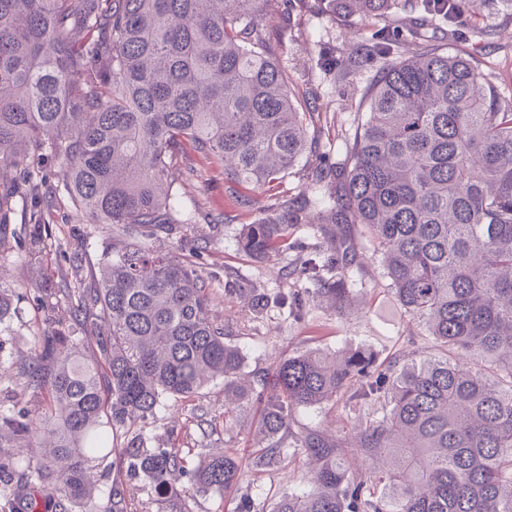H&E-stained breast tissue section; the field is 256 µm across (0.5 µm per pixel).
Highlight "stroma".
Returning a JSON list of instances; mask_svg holds the SVG:
<instances>
[{
  "label": "stroma",
  "mask_w": 512,
  "mask_h": 512,
  "mask_svg": "<svg viewBox=\"0 0 512 512\" xmlns=\"http://www.w3.org/2000/svg\"><path fill=\"white\" fill-rule=\"evenodd\" d=\"M266 25L274 50L288 70L294 97L312 113L307 122L311 153L289 170L281 184L261 189L227 178L221 168L192 152L180 153V168L192 173L184 201L195 220L153 240V249L193 258L209 287L212 314L223 324L226 342L242 352L246 374L263 375L280 359L316 349L332 356L362 347L373 351L382 362H401L419 351H433L422 325L405 314L394 298L389 280L373 259L372 246L357 224L350 230L363 263L352 275L356 298L351 312L338 315L326 302L313 298L302 311L274 302L257 317L242 295V288L251 284L274 297L286 291L306 294L310 283L299 277L297 268L304 253L321 245L311 225H297L292 233L296 248L280 252L266 263L256 262L243 252L238 235L242 225L272 211L282 196L300 199L315 192L310 176L314 167L344 160V148L352 144L364 119L362 100L375 74L373 67L365 66L341 80L335 71L319 65L321 56L353 48L372 30L366 21H343L322 0H301L288 18L281 16L274 2L268 8ZM430 36L448 51L465 43L483 45L480 68L487 82L512 99V0H486L472 22L468 41L449 37L444 23L435 25ZM37 168L51 172L54 187L45 206L53 228L47 252L31 260L16 245L10 260L0 266V276L22 291L36 288L47 274L59 287L88 278V270L73 271L61 251L78 245L87 255H94L106 235L104 225L87 223L73 209L60 187L58 162L41 160ZM42 319L40 308L20 304L6 323L12 339L0 351V362L30 355ZM362 417V411L331 404L300 407L293 414L292 431L299 438L312 431L345 436ZM255 426L256 410L250 405L238 408L235 418L225 419L224 384L217 381L191 400H168L155 419L138 424L136 430L153 443L174 436L176 447L182 448L194 465L208 453L238 454L251 447ZM310 470L301 452L262 472L245 466L239 483L226 490L194 493L186 507L188 512H239L241 502L248 498L258 512H273L281 498L305 484Z\"/></svg>",
  "instance_id": "35a3bbf8"
}]
</instances>
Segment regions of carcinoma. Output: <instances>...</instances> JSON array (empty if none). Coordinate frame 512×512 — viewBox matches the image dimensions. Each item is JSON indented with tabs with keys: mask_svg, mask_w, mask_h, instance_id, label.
<instances>
[{
	"mask_svg": "<svg viewBox=\"0 0 512 512\" xmlns=\"http://www.w3.org/2000/svg\"><path fill=\"white\" fill-rule=\"evenodd\" d=\"M270 2L0 0V259L16 238L7 218L17 198L27 202V255L46 250L47 175L30 170L45 157L59 163L74 209L117 234L102 241L91 285L33 290L45 314L34 350L4 367L34 397L31 410H0V492L23 499L24 512H70L94 494L89 464L116 450L117 432L217 380L238 404L261 407L256 471L290 455L295 408L380 406L348 438L306 434L312 473L273 512H512V101L482 79L476 51L444 52L426 38L438 17L469 27L477 0H329L345 18L378 21L335 60L342 77L378 64L365 120L346 163L313 171L327 197L286 198L239 237L266 261L293 248L294 226L316 214L323 245L299 273L343 312L360 263L347 229L361 225L396 301L440 355L382 366L362 348L306 351L252 383L193 263L148 246L191 222L174 188L179 150L265 186L311 148L266 34ZM401 4L418 12L409 47L385 24ZM245 295L258 314L304 303ZM27 298L0 280V325ZM63 303L83 335L55 317ZM116 451L106 512H127L124 478L166 500L176 473L196 492L240 474L230 456L191 468L182 449L149 448L141 434Z\"/></svg>",
	"mask_w": 512,
	"mask_h": 512,
	"instance_id": "carcinoma-1",
	"label": "carcinoma"
}]
</instances>
